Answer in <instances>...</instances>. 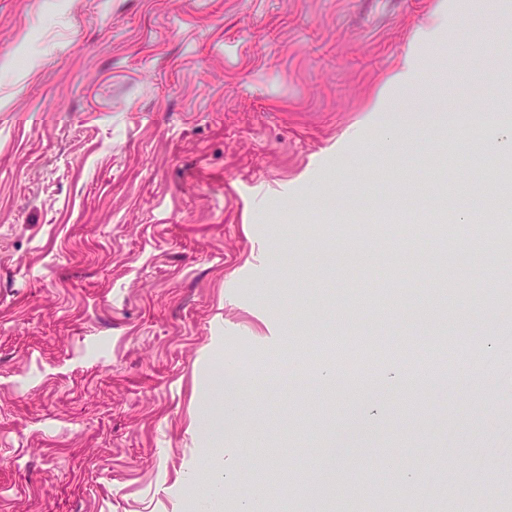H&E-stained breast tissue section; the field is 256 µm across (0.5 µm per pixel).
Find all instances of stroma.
Segmentation results:
<instances>
[{"label":"stroma","instance_id":"stroma-1","mask_svg":"<svg viewBox=\"0 0 512 512\" xmlns=\"http://www.w3.org/2000/svg\"><path fill=\"white\" fill-rule=\"evenodd\" d=\"M511 0H0V512H224L260 481L288 512H512V257L467 272L370 221L485 200L471 159L512 88ZM410 83L391 79L405 55ZM408 101L400 132L369 122ZM424 258L422 287L382 275ZM358 333L393 361L327 385L294 363ZM462 337L450 372L418 354ZM495 364L469 378L472 347ZM241 380L224 418V370Z\"/></svg>","mask_w":512,"mask_h":512}]
</instances>
